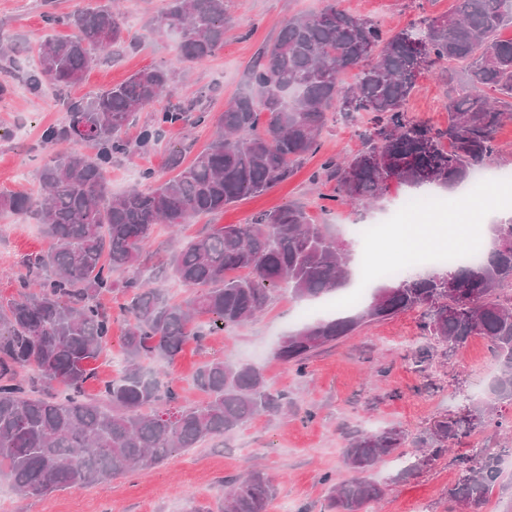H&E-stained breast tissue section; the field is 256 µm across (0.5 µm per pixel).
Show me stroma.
Returning <instances> with one entry per match:
<instances>
[{"label": "stroma", "instance_id": "obj_1", "mask_svg": "<svg viewBox=\"0 0 512 512\" xmlns=\"http://www.w3.org/2000/svg\"><path fill=\"white\" fill-rule=\"evenodd\" d=\"M325 4L326 0H226L231 24L224 43L205 64L187 70L179 82L177 100L197 101L202 110L214 115L223 112L227 102L247 92L249 66L282 23L299 13L319 11ZM337 4L392 34L420 18L448 13L455 0H337ZM163 6L164 0H119L136 47L105 54L102 64L71 88V97L90 98L138 70L167 64L175 55L177 39L156 28ZM44 11V0H0V32L20 47L10 79L13 92L0 97V193L38 192V170L48 154L40 142L41 130L65 116L53 92L31 95L21 79L37 63L35 44L51 31L43 21ZM51 32L61 38L72 34L66 27ZM447 93V86L432 71H423L408 101L410 116L447 126ZM367 126L363 112L349 119L331 116L320 133L319 152L307 157L287 181L222 212L197 216L180 235H173L166 225H156L145 264L117 269L113 280L149 277L152 264L213 226L246 224L257 214L292 203L304 205L314 223L332 225L342 238L350 224L422 223V216L404 212L401 206L403 197L413 195V188L396 183L366 208L335 201L336 184L326 178L321 166L328 158L359 152ZM212 130L209 124L178 125L163 134L154 150L113 158L108 175L113 195L138 184L145 169L172 177L170 150L190 143L192 150L185 158L193 160L209 144ZM48 246L35 220L0 213L1 299L17 293L15 274L21 256ZM122 300L117 293L99 298L114 316L111 340L92 363L95 378L86 386L92 399L98 398L104 382L121 376L126 368L124 323L115 313ZM302 307L288 291H281L262 316L233 332L219 331L203 341L187 342L174 362L153 365L173 380L182 401L199 403L204 395L194 387L192 377L203 363L221 358L256 364L274 389L287 392V413L258 417L224 440L182 450L161 464L87 487L24 497L0 478V512H218L228 482L245 476L256 464L277 486L272 512H330L331 483L351 476L343 463V450L355 432L396 426L409 437L420 436L439 420L460 419L465 405L486 400L488 385L498 373L486 340L472 337L450 353L436 349L422 332L416 310L362 324L351 335L314 352L304 373H297L274 358L273 350L281 336L300 327ZM497 412L504 419L503 430L474 426L457 443L455 453L487 448L512 458V404H498ZM455 453L406 479L398 478L396 463L385 460L370 474L383 489L371 512H448V490L459 472Z\"/></svg>", "mask_w": 512, "mask_h": 512}]
</instances>
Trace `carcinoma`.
Masks as SVG:
<instances>
[{
    "instance_id": "carcinoma-1",
    "label": "carcinoma",
    "mask_w": 512,
    "mask_h": 512,
    "mask_svg": "<svg viewBox=\"0 0 512 512\" xmlns=\"http://www.w3.org/2000/svg\"><path fill=\"white\" fill-rule=\"evenodd\" d=\"M46 25L76 31L68 38L37 43L38 66L24 84L32 95L52 87L65 120L41 132L53 149L40 167V192L0 194V211L26 214L44 227L48 250L26 256L17 276L18 294L0 303V476L18 494L39 496L80 487L158 464L196 448L258 416L288 410V394L272 388L251 364L214 359L200 366L196 387L201 405L179 403L173 381L145 362L174 361L189 339L229 331L262 313L280 288L298 301L315 302L348 287L354 278L347 244L329 224L312 222L290 204L257 216L250 224L215 227L174 250L157 271L190 290L181 303L152 280L112 282L117 268L139 264L157 224H187L271 188L290 177L318 151V135L338 112H364L370 128L365 148L350 158L328 159L326 177L336 181V199L366 204L395 182L409 187L450 188L467 181L498 153L496 132L512 122V0H456L455 8L420 21V33L388 36L371 20L328 0L321 10L285 21L263 46L249 72L255 94L232 99L214 120L208 147L187 166L185 143L169 153L178 174L162 179L143 172L146 187L112 196L105 177L112 157L146 152L164 129L209 113L194 101L153 113L135 140L128 138L135 112L176 92V67L154 66L88 99L67 90L96 66L100 55L125 44L123 14L110 6L45 13ZM224 0H169L159 25L179 36L177 63L206 62L224 44ZM18 48L0 37V95L7 92ZM360 69L352 83L341 73ZM432 69L451 84L461 70L466 83L448 95V126L407 116L417 74ZM78 143L94 147L88 154ZM495 248L455 265L453 287L439 276L411 271L372 289L365 307L345 317L304 322L284 336L279 360L304 373L317 349L350 335L370 321L422 309L420 327L448 351L473 336L486 339L499 372L486 401L470 406L474 424L493 415L494 403L512 402V224L493 227ZM130 295L119 305L125 322L124 373L104 385L100 398L85 396L89 362L108 345L112 314L98 296ZM206 317L202 324L199 318ZM65 387L62 397L50 392ZM459 439V426L442 421L417 448L403 450L396 427L357 434L343 462L360 473L336 484L334 512H362L382 496L381 486L362 474L380 461H406L408 477L434 464ZM460 476L448 489V512L460 505L480 512L501 477V457L485 448L457 457ZM273 479L260 469L230 483L220 512H269Z\"/></svg>"
}]
</instances>
